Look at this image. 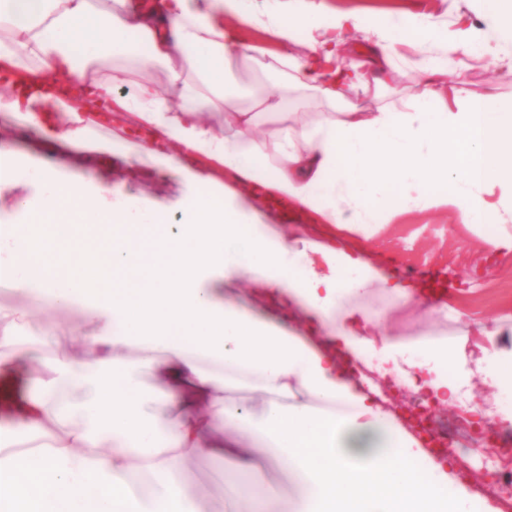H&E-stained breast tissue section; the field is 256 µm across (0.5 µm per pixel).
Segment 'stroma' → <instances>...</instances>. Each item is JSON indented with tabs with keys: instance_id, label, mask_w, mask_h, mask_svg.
Returning <instances> with one entry per match:
<instances>
[{
	"instance_id": "stroma-1",
	"label": "stroma",
	"mask_w": 512,
	"mask_h": 512,
	"mask_svg": "<svg viewBox=\"0 0 512 512\" xmlns=\"http://www.w3.org/2000/svg\"><path fill=\"white\" fill-rule=\"evenodd\" d=\"M307 5L337 12L360 15L386 14L399 16L413 13L427 16L432 24L456 35L472 32L488 44L489 55L476 59L460 55L461 64L469 76V88L474 96L497 94L512 100V42L502 41L496 30L473 10L471 0H305ZM290 0H253L254 17L246 21L237 16L224 19L225 26L235 30L241 46L248 52L235 63L232 83L237 89L230 101L233 112L255 111L260 99L280 101L281 111L264 115L258 131L265 137L276 136L284 127L285 116H292L297 128H309L323 121L330 113L310 92L289 88L279 75V60L284 56L304 57L316 42L345 39L348 59L362 58L379 40L371 28L349 30L338 34L327 29L316 33L300 30L295 41L283 43L271 32L270 19L289 5ZM399 68L393 94L409 97L420 88L422 49L412 41L398 45ZM134 113L113 112L109 129L116 138L118 155L112 160V177L104 179L102 162H79L74 156L61 155L57 147L29 137L27 129L14 117L0 113V135L12 137L17 144V159L51 160L65 170L78 173L88 184L89 194L112 188L117 199L136 207H146L162 222L175 223L188 210L199 190L195 181L173 176L159 169L131 177L126 173L123 156L135 154L127 142L129 134L140 128ZM195 168L210 175L216 182L233 187L238 200L251 207L254 216L265 224H277L278 218L266 196L253 189L251 183L234 181L232 175L215 166L206 156L193 161ZM494 225L476 229L460 223L445 206L412 211L397 216L386 224L370 225L367 232L353 229L337 230L332 224H309V236L317 238L335 232L344 241L368 251L387 267L405 269L418 266L442 268L448 273L452 288L447 296L446 312L433 310L432 301L415 296L407 304L393 303L387 288L378 281L370 282L358 305L370 320L367 331L373 336L388 335L401 339L420 336H447L460 340L465 351H474L483 343L484 326H498L504 340H512V252L489 250L484 236L495 233ZM31 309L26 334L19 339L24 353L23 366L47 367L63 359L91 361L90 353L81 350L77 338L85 329V317L76 309ZM452 458L458 470L469 477V487L475 495L473 512L486 507L504 512L503 496L492 482L478 483L473 476L486 470L483 454L465 441H458ZM186 489L196 500L201 512H234L233 504L224 497V464L207 452L194 454L181 463Z\"/></svg>"
}]
</instances>
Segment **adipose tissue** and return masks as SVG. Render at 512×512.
<instances>
[{
	"label": "adipose tissue",
	"instance_id": "1",
	"mask_svg": "<svg viewBox=\"0 0 512 512\" xmlns=\"http://www.w3.org/2000/svg\"><path fill=\"white\" fill-rule=\"evenodd\" d=\"M248 2L159 0L146 10L114 0L98 12L90 0H0V68L87 85L114 100L175 142L153 159L174 175H188L192 154H201L241 179L263 180L301 212L359 230L447 204L461 223L497 225L484 239L489 249L512 250L504 225L512 215V101L472 96L465 70L448 68L460 51L483 55L481 45L416 15L295 7L274 17L283 41L301 28L366 26L381 39L363 59L329 73L321 61L338 55L336 43L282 58L288 85L316 92L334 118L311 129L286 125L268 141L243 134L258 113L229 112L231 128L218 135L201 115L228 112L235 55L224 47L223 17L248 18ZM132 34L148 45L146 55L137 56ZM412 37L440 56L424 67L419 94L388 99L395 48ZM132 55L139 66L181 64L162 91L138 79L136 68L117 66ZM351 87L378 99L376 110L348 100ZM0 112L31 135L91 156L112 153L111 138H91L86 109L63 98L3 94ZM30 182L37 197L11 206L52 220L57 258L35 265L43 237L27 221L1 224L0 282L33 305L81 309L88 323L81 344L95 358L34 372L40 393L18 405L14 424L48 444L0 459V512H199L180 462L204 445L223 457L224 491L245 512H471L454 463L427 451L358 367L364 354H379L388 373L432 403L454 399L468 380L456 340L364 333L355 297L377 280L405 304L407 283L384 276L362 251L254 223L232 191L216 202L205 177L176 225L108 193L89 199L78 177L51 163L0 171L1 184ZM495 190L494 204L487 196ZM243 278L252 284L248 307L227 292ZM28 320V309L0 306L2 377L20 367L15 331ZM482 334L492 344L483 373L511 390L512 346L497 345L495 328ZM127 348L136 362L123 358ZM140 371L160 377L166 393L147 396ZM245 385L265 399L230 396ZM262 460L287 470L294 498L260 483ZM150 476L157 488H147Z\"/></svg>",
	"mask_w": 512,
	"mask_h": 512
}]
</instances>
